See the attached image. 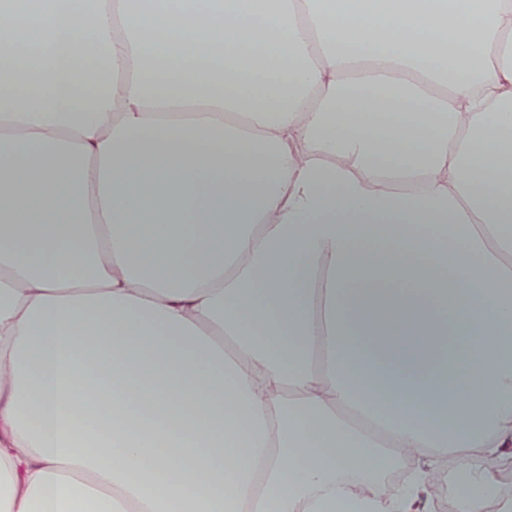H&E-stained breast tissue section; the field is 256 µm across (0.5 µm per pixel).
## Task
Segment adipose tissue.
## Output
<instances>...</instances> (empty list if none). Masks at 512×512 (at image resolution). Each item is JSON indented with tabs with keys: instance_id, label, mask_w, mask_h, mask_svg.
I'll return each mask as SVG.
<instances>
[{
	"instance_id": "ef3b65f1",
	"label": "adipose tissue",
	"mask_w": 512,
	"mask_h": 512,
	"mask_svg": "<svg viewBox=\"0 0 512 512\" xmlns=\"http://www.w3.org/2000/svg\"><path fill=\"white\" fill-rule=\"evenodd\" d=\"M512 448V0H0V512H423ZM464 462L453 456L433 458L424 466L425 479L432 500L426 512H457L453 495L463 477ZM401 465L402 471L399 472L396 468ZM410 472V467L405 462H398L388 470L381 473L370 485L371 490L382 496H391L397 492L394 486L397 484L399 478H402L404 483L406 482Z\"/></svg>"
}]
</instances>
